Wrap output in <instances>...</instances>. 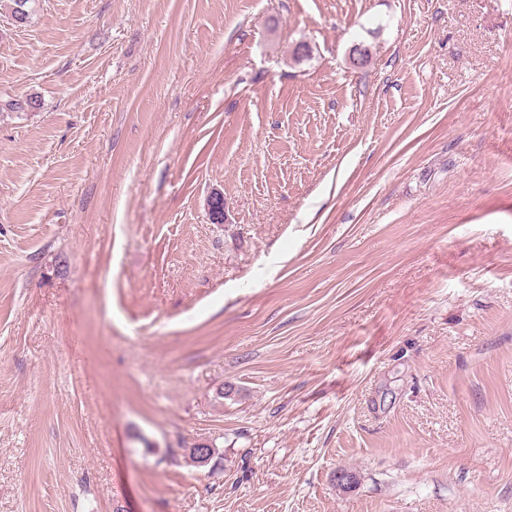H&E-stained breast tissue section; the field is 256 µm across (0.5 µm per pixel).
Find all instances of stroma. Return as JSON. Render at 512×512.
Returning a JSON list of instances; mask_svg holds the SVG:
<instances>
[{"label":"stroma","mask_w":512,"mask_h":512,"mask_svg":"<svg viewBox=\"0 0 512 512\" xmlns=\"http://www.w3.org/2000/svg\"><path fill=\"white\" fill-rule=\"evenodd\" d=\"M11 7L0 512H512V0Z\"/></svg>","instance_id":"35a3bbf8"}]
</instances>
